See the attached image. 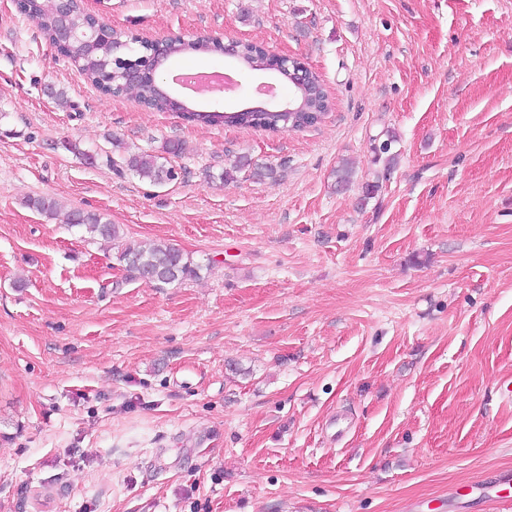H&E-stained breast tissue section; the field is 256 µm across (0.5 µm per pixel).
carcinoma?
Returning <instances> with one entry per match:
<instances>
[{
	"mask_svg": "<svg viewBox=\"0 0 512 512\" xmlns=\"http://www.w3.org/2000/svg\"><path fill=\"white\" fill-rule=\"evenodd\" d=\"M52 0H24L22 12L36 21L44 37L55 43L53 32L56 29V17L51 6ZM94 20L81 7L77 6L71 16L72 27L82 33H91ZM123 35L111 30L94 44H87L75 39L65 48L60 49L78 71L101 93L112 96L128 95L134 98L144 109L150 112H165L169 102L163 94L160 84L141 83L131 86L126 83L127 69L140 65L150 67L156 47L148 40L142 39L137 46L130 48L121 43ZM168 55L177 56L184 53L210 50L209 42L200 39L192 43L172 40L167 45ZM264 52L253 42H246L239 60L251 71L258 70ZM295 106L297 112H226L214 106L208 112H183L181 117L190 122L210 125L249 127L269 133H278L289 127L301 129L315 125L332 109L331 100L310 96L302 90H296ZM117 171L129 170L141 179L163 185L174 179L173 168L161 160L159 155L132 154L122 161L112 162ZM66 224L80 227L92 237L118 241L121 239L119 226L103 220L99 215L83 210H70L66 213ZM118 259L124 263L126 271L134 278L149 279L151 282L171 284L182 282L198 276V267L173 245L145 243L137 246L121 247Z\"/></svg>",
	"mask_w": 512,
	"mask_h": 512,
	"instance_id": "cac0c4a2",
	"label": "carcinoma"
}]
</instances>
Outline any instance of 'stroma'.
Wrapping results in <instances>:
<instances>
[{"instance_id":"1","label":"stroma","mask_w":512,"mask_h":512,"mask_svg":"<svg viewBox=\"0 0 512 512\" xmlns=\"http://www.w3.org/2000/svg\"><path fill=\"white\" fill-rule=\"evenodd\" d=\"M83 2L298 58L334 108L277 134L150 112L0 0V512H512V0ZM170 143L168 184L113 167ZM41 197L199 274L130 278Z\"/></svg>"}]
</instances>
